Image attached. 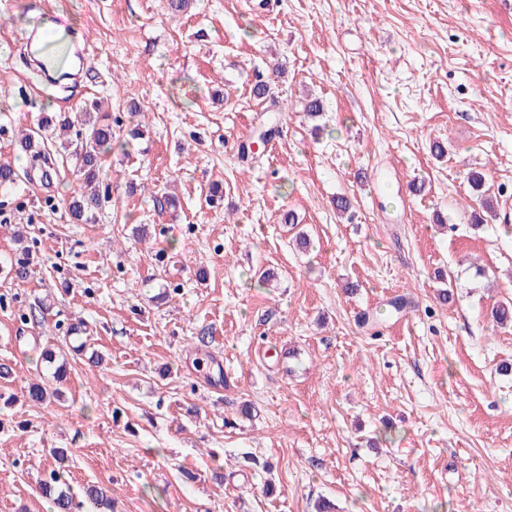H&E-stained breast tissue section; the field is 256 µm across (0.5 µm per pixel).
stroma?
<instances>
[{
	"label": "stroma",
	"mask_w": 512,
	"mask_h": 512,
	"mask_svg": "<svg viewBox=\"0 0 512 512\" xmlns=\"http://www.w3.org/2000/svg\"><path fill=\"white\" fill-rule=\"evenodd\" d=\"M41 11L92 46L62 86L22 41ZM94 97L109 199L76 224L80 177L16 134L58 150L39 119ZM1 163L0 512H51L53 448L116 512H512V0H0ZM38 378L60 398L28 401Z\"/></svg>",
	"instance_id": "1"
}]
</instances>
